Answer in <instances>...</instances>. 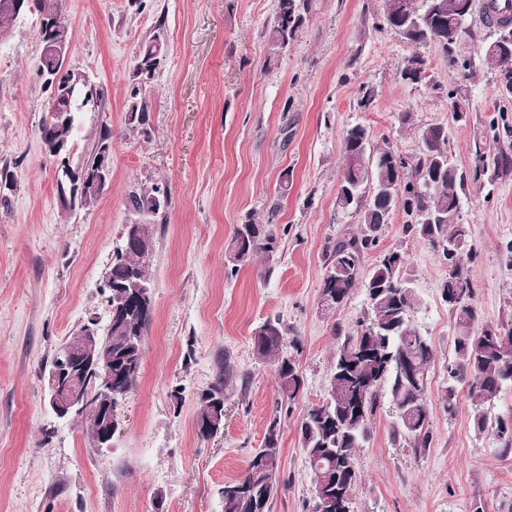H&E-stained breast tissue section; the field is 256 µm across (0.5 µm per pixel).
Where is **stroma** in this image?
<instances>
[{
	"label": "stroma",
	"instance_id": "1",
	"mask_svg": "<svg viewBox=\"0 0 512 512\" xmlns=\"http://www.w3.org/2000/svg\"><path fill=\"white\" fill-rule=\"evenodd\" d=\"M378 0H314L291 49L267 64L266 29L276 0H65L68 62L101 89V107L78 113L72 163L87 157L102 126L112 129V182L91 209L63 210L55 167L38 129L48 94L35 63L42 16L30 10L0 43V167L17 188L0 204V512H223L224 482L241 476L273 417L281 419L280 471L273 512H304L313 476L298 424L319 404L336 347L335 329L354 331L368 312L364 290L328 317L320 310L326 250L354 219L336 208L342 134L368 128L377 148L413 160L420 133L448 130V150L471 175L476 143L512 127V101L493 72L477 69L465 87L470 110L453 121L445 97L459 81L427 48L440 91L401 81L411 48L387 29ZM160 35L166 57L150 84L147 132L125 122L126 75L140 43ZM374 89L370 109L358 107ZM292 187L280 195L282 174ZM166 184L171 205L155 219L152 317L135 388L121 402L108 449L82 422L57 419L45 402L58 347L82 327L104 329V271L121 243L131 190ZM280 230L275 252L246 268L225 261L245 219ZM462 220L479 257L470 268L481 322L512 327V173L468 184ZM395 211L374 266L399 250L415 279L414 325L435 348L427 401L429 448L395 443L389 403L356 452L361 483L355 512H512V456L491 433H476L459 394L447 413L441 390L453 347L452 317L439 284L448 267L419 238L404 237ZM280 317L304 341V389L281 409L274 367L253 356V336ZM230 364L224 432L195 430L200 392L218 360Z\"/></svg>",
	"mask_w": 512,
	"mask_h": 512
}]
</instances>
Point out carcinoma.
I'll use <instances>...</instances> for the list:
<instances>
[{"label": "carcinoma", "mask_w": 512, "mask_h": 512, "mask_svg": "<svg viewBox=\"0 0 512 512\" xmlns=\"http://www.w3.org/2000/svg\"><path fill=\"white\" fill-rule=\"evenodd\" d=\"M313 0H276L273 22L267 32V64L277 61L294 42L311 13ZM383 23L397 34L413 52L402 67V80L416 83L423 79L427 60L422 50L434 47L448 61V66L471 71L476 64L512 79V42L490 53L470 36L472 50L455 49L459 31H472L467 24L471 11L469 0H431L426 15L416 0H379ZM483 14L501 17L496 26L509 25L512 0H484ZM166 56L164 42L154 35L139 46L127 75L130 93L126 120L131 129H146L150 118L148 86ZM39 75L63 73L70 83L69 95L49 97L48 107L64 114L65 120H52L55 137L70 142L79 108L94 101L85 76L70 68L57 51L42 47L37 60ZM452 119L465 121L469 107L458 91L447 93ZM370 137L362 125H355L343 135L342 165L336 207L355 218L359 231L344 230L327 249V274L321 296L331 300L334 312L343 308L353 292L362 288L370 300V313L352 334L336 332V350L328 373L325 396L308 409L301 419L299 441L313 474V493L305 512H321L323 499L333 502L332 512H354L355 493L360 474L355 463L356 449L369 438L370 425L379 409L381 395H386L395 410L394 441L404 440L414 451L430 447L432 413L426 393L430 367L435 358L431 342L409 320L417 299L413 289L405 287L411 269L403 254L392 250L370 269L364 268L365 253L379 243L384 223L381 214L391 215L400 208L408 216L402 234L428 242L439 258L448 264V278L441 284V299L452 314L455 334L452 359L448 361V381L441 399L444 410L453 414L459 390L468 386L467 397L473 410V425L479 433L490 432L499 441L502 456L512 454V420L493 416L489 403L507 387L512 388V330L480 324L474 305V286L470 266L478 251L471 237L470 225L461 221V195L465 177L448 154V133L442 125H432L420 135L421 155L410 163L388 148L371 151ZM476 143L473 179L487 173L504 175L512 169V157L499 145ZM112 147V129L104 127L89 156L79 169L95 167L106 148ZM170 201V189L153 183L128 194L131 211L143 216L139 224L125 225L123 236L130 237L129 249L116 252L106 278L112 281V331L85 340L80 331L65 344L84 353L112 359L113 393L125 399L134 389L144 353V336L151 320L152 297H129L134 285L149 283L148 259L155 242L154 221L149 212L157 203ZM277 242L275 217L264 224L248 219L237 225L226 260L231 268L246 267L260 254L274 252ZM304 351L301 337L278 318H268L254 334L253 354L261 363L274 365L277 390L281 400L292 402L302 393L304 377L299 359ZM230 370L218 366L214 381L200 393L195 419L197 435L214 436V429L224 432L226 385ZM281 422L269 421L263 445L252 454L245 474L224 483V512H272L277 495L280 462Z\"/></svg>", "instance_id": "1"}]
</instances>
